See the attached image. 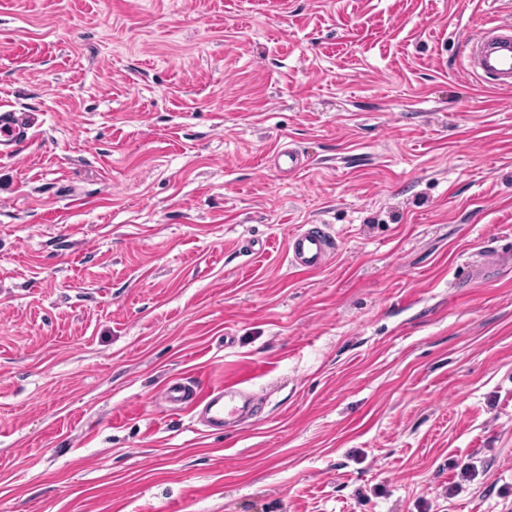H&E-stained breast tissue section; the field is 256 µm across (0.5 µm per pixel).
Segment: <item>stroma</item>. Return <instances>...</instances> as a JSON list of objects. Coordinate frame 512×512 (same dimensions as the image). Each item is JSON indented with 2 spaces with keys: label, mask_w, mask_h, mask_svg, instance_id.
<instances>
[{
  "label": "stroma",
  "mask_w": 512,
  "mask_h": 512,
  "mask_svg": "<svg viewBox=\"0 0 512 512\" xmlns=\"http://www.w3.org/2000/svg\"><path fill=\"white\" fill-rule=\"evenodd\" d=\"M511 14L0 0V512H512V89L463 68ZM178 375L262 403L207 431ZM28 127L12 110L0 111V157L17 156L28 140ZM271 162L289 177L295 176L304 168L302 154L296 148L279 149L271 157ZM335 253V238L325 224H302L288 237V262L298 271H321Z\"/></svg>",
  "instance_id": "35a3bbf8"
}]
</instances>
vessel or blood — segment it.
I'll list each match as a JSON object with an SVG mask.
<instances>
[{
	"label": "vessel or blood",
	"mask_w": 512,
	"mask_h": 512,
	"mask_svg": "<svg viewBox=\"0 0 512 512\" xmlns=\"http://www.w3.org/2000/svg\"><path fill=\"white\" fill-rule=\"evenodd\" d=\"M466 71L481 82L512 88V20H494L474 34L465 46ZM28 139V127L20 115L11 110L0 111V157L17 156ZM271 162L288 176L304 167L301 153L284 148L273 154ZM336 241L323 224H303L290 234L287 243L288 262L301 272H317L334 258ZM253 396L244 394L237 385L208 392L192 388L184 379L169 381L158 398L160 407L173 410L197 403L207 411L206 424L220 427L238 420L253 406Z\"/></svg>",
	"instance_id": "vessel-or-blood-1"
}]
</instances>
